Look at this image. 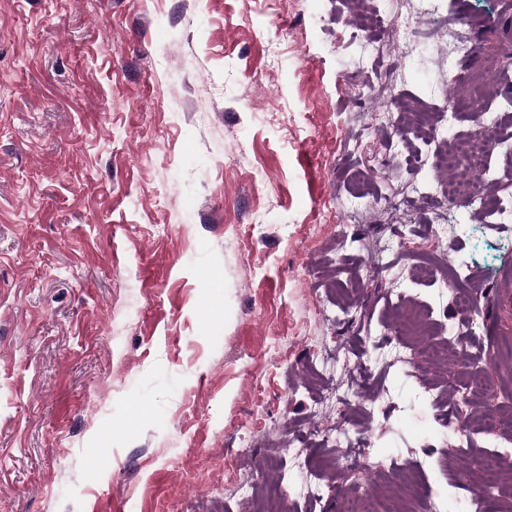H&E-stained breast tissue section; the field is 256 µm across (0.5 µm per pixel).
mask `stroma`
<instances>
[{"mask_svg":"<svg viewBox=\"0 0 512 512\" xmlns=\"http://www.w3.org/2000/svg\"><path fill=\"white\" fill-rule=\"evenodd\" d=\"M486 16L452 55L428 18L401 48L407 97H432L512 56V0H451ZM347 0H0V512H378L454 507L487 432L452 448L475 369L498 409L512 351V223L470 224L481 332L448 364L440 402L384 346L392 297L440 314L409 280L444 244L431 215L378 196L385 100L360 101L371 59L339 21ZM371 359L373 415L322 408L336 361ZM350 420L369 453L342 484L322 432ZM416 483L379 479L393 459ZM252 498L239 493L242 480Z\"/></svg>","mask_w":512,"mask_h":512,"instance_id":"obj_1","label":"stroma"}]
</instances>
